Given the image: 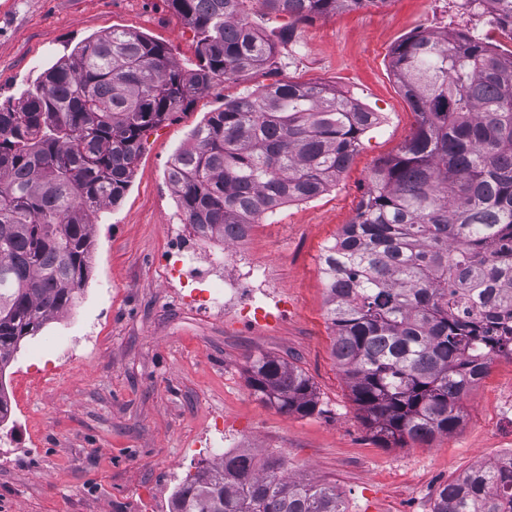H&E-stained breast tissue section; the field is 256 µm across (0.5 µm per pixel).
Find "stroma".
Masks as SVG:
<instances>
[{
	"mask_svg": "<svg viewBox=\"0 0 512 512\" xmlns=\"http://www.w3.org/2000/svg\"><path fill=\"white\" fill-rule=\"evenodd\" d=\"M458 0H387L327 19L292 23L249 0V19L277 47L268 72L218 80L186 111L148 129L129 186L92 218L91 272L76 302L0 368L19 411L22 448L0 463V512H136L143 489L169 512L170 487L207 466L189 444L214 417L229 447L281 456L290 477L330 484L346 512H433L438 488L512 451V359L495 358L465 397V419L425 444L384 447L363 422L332 356L334 329L320 255L334 243L377 166L398 155L417 116L391 68V52L422 31H468L512 47L463 15ZM120 28L165 44L183 68L196 38L170 0H0V104L20 97L79 43ZM336 87L380 120L335 185L254 225L239 248L265 267L288 301L274 318L209 315L188 306L154 257L184 215L168 183L174 154L225 101L276 80ZM95 326L96 342L59 371L28 368L34 347L52 358L65 337ZM286 360L311 381L313 413H281L247 383L257 354Z\"/></svg>",
	"mask_w": 512,
	"mask_h": 512,
	"instance_id": "obj_1",
	"label": "stroma"
}]
</instances>
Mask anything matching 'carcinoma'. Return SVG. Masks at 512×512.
<instances>
[{"label":"carcinoma","instance_id":"cac0c4a2","mask_svg":"<svg viewBox=\"0 0 512 512\" xmlns=\"http://www.w3.org/2000/svg\"><path fill=\"white\" fill-rule=\"evenodd\" d=\"M386 0H261L294 23ZM198 63L125 30L88 40L0 106V363L72 305L88 279L91 216L127 190L144 132L216 80L269 70L274 45L246 0H171ZM512 40V0H461ZM392 71L418 117L375 170L356 217L321 257L333 354L365 424L386 447L463 422L461 400L497 356L512 358V51L465 32H419ZM378 113L322 84L276 80L224 103L175 155L168 181L203 236L245 233L282 205L334 185ZM248 385L284 414L315 393L298 368L248 359ZM507 467L442 485L434 512H512ZM172 512H346L336 487L288 476L248 452L201 467Z\"/></svg>","mask_w":512,"mask_h":512}]
</instances>
